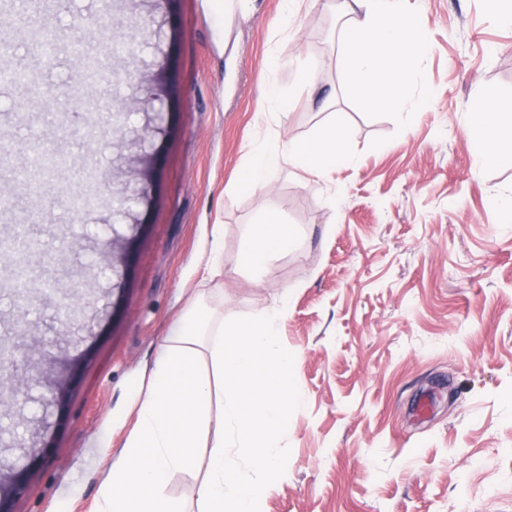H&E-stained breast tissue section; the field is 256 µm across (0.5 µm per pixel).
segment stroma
I'll list each match as a JSON object with an SVG mask.
<instances>
[{"label": "stroma", "mask_w": 512, "mask_h": 512, "mask_svg": "<svg viewBox=\"0 0 512 512\" xmlns=\"http://www.w3.org/2000/svg\"><path fill=\"white\" fill-rule=\"evenodd\" d=\"M431 54L388 109L370 110L347 81L340 26L325 0H300L283 24L280 0H34L29 14L0 10L12 65L36 70L55 96L33 101L0 85V232L37 210L43 279L79 284L73 316L53 304L19 307L0 281V340L22 329L18 394L0 407L11 425L0 475L26 486L11 512H90L99 442L120 451L131 401L170 324L188 307L215 232L224 242V318L243 319L288 297L280 343L299 357L304 401L290 415L288 476L260 512H512V218L493 202L512 194V151L476 171L484 147L469 126L472 102L512 113V27L487 0H409ZM149 17L151 31L135 23ZM56 35L45 58L42 24ZM98 48L122 39L117 70L142 78L87 87L68 52L72 32ZM309 59L310 76L295 65ZM289 97L270 115L269 91ZM152 98L126 121L147 128L131 145L100 102ZM344 115L353 163L328 181L280 170L256 191L236 188L250 144L323 132ZM39 125L71 163L30 199L9 169L22 165L24 128ZM105 181L146 182L139 199L72 210L86 161ZM294 228L267 268L240 266L258 204ZM110 239L108 254L93 242ZM66 263L54 266L53 258ZM110 266L98 282L88 271ZM430 397L423 416L415 406Z\"/></svg>", "instance_id": "stroma-1"}]
</instances>
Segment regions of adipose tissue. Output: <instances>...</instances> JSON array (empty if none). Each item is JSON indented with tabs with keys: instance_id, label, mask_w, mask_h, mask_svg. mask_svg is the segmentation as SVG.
<instances>
[{
	"instance_id": "adipose-tissue-1",
	"label": "adipose tissue",
	"mask_w": 512,
	"mask_h": 512,
	"mask_svg": "<svg viewBox=\"0 0 512 512\" xmlns=\"http://www.w3.org/2000/svg\"><path fill=\"white\" fill-rule=\"evenodd\" d=\"M406 0H333L344 15L342 39L350 83L369 109L391 107L394 91L416 80L430 53L410 20ZM473 128L488 131L481 164L512 147V115L492 99L477 100ZM342 117L308 140L275 147L254 141L243 183H267L288 165L327 180L351 163ZM294 230L271 212L251 225L242 265L261 270L291 245ZM224 273V248L214 242L191 303L165 336L146 386L133 400L137 423L120 452L104 446L95 512H187L173 498V475L201 470L195 512H258L262 497L286 478L281 456L291 410L302 401L293 378L297 355L279 341L286 298L249 319L225 324L213 283Z\"/></svg>"
}]
</instances>
